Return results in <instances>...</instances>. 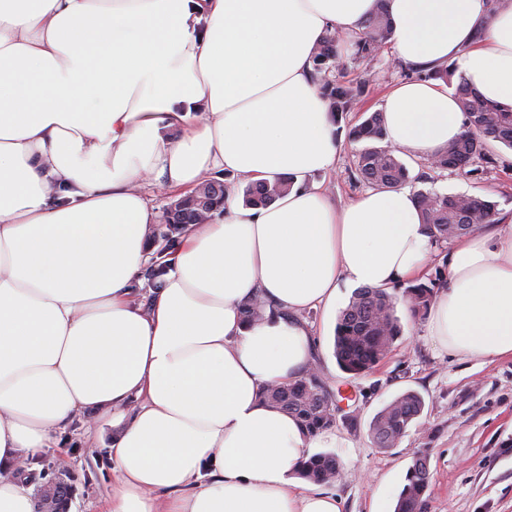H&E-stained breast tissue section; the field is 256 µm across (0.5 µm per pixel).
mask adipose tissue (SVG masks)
I'll list each match as a JSON object with an SVG mask.
<instances>
[{"instance_id": "ef3b65f1", "label": "adipose tissue", "mask_w": 512, "mask_h": 512, "mask_svg": "<svg viewBox=\"0 0 512 512\" xmlns=\"http://www.w3.org/2000/svg\"><path fill=\"white\" fill-rule=\"evenodd\" d=\"M375 0H0V467L111 415L105 512H342L298 471L309 434L261 403L315 350L300 312L340 282L419 276L429 238L409 188L336 208L310 177L340 145L313 80L327 35ZM406 64L456 66L512 108V10L490 0H385ZM386 138L436 156L463 130L434 79L393 87ZM229 173L291 180L268 206L234 190L189 225L148 306L134 299L157 214L144 187ZM428 332L451 356L512 357V217L457 239ZM262 296L272 312L246 324Z\"/></svg>"}]
</instances>
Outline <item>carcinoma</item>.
<instances>
[{
  "label": "carcinoma",
  "mask_w": 512,
  "mask_h": 512,
  "mask_svg": "<svg viewBox=\"0 0 512 512\" xmlns=\"http://www.w3.org/2000/svg\"><path fill=\"white\" fill-rule=\"evenodd\" d=\"M363 36L357 44V53L369 56L389 43L391 26L382 7H377L363 22ZM338 40L328 35L315 49L313 67L322 75L340 65ZM431 76L446 82L458 77L455 96L460 110L465 114V129L456 139L448 142L445 150L430 160L438 170H464L475 161L493 162L489 149L500 143L512 149V109L487 101L474 89L464 75H456L452 68L431 71ZM327 111L336 118L350 109L362 93V87L337 83L326 79L322 85ZM352 140L365 143L356 155V169L361 179L377 188L391 189L405 183L408 169L400 161L395 149L384 143L386 139L383 115L373 112L349 133ZM206 192L195 196L186 193L181 197V211L164 208L163 220L150 227V259L143 268V278L150 288L160 286L168 270L167 259L176 250L189 216L200 206L213 215L220 206L228 188L226 180L210 178L201 183ZM290 188V181L277 178L272 182L255 183L246 195L245 202L268 205L279 199ZM422 224L431 246L442 252L448 244L475 231L485 224L497 222L498 204L489 198L457 194L420 191L415 195ZM446 284L445 274L438 270L425 281L415 280L402 294L397 289L361 287L355 289L348 305L339 315L334 340L337 365L352 378L371 371L391 350L401 336L402 326L396 314L397 302L405 304L412 316L425 314L434 302L438 290ZM267 303L256 296L242 306L243 319L250 324L261 320ZM262 401L275 409L287 412L313 434L336 423L337 405L312 368L299 379L287 385H274L262 389ZM422 397L414 392H404L386 404L373 418L371 437L379 448H391L417 422L423 410ZM336 456L317 453L302 464L301 475L308 481L322 484L331 481L337 473ZM429 486V469L423 458L414 460L395 508V512H427L425 497Z\"/></svg>",
  "instance_id": "obj_1"
}]
</instances>
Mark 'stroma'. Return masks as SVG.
Instances as JSON below:
<instances>
[{
  "label": "stroma",
  "mask_w": 512,
  "mask_h": 512,
  "mask_svg": "<svg viewBox=\"0 0 512 512\" xmlns=\"http://www.w3.org/2000/svg\"><path fill=\"white\" fill-rule=\"evenodd\" d=\"M343 65L332 72L336 82L364 85L363 94L339 119L335 135L340 144L334 171L316 174L337 205L367 191L356 171L358 146L350 130L379 111L386 93L420 73L385 46L363 60L352 40L339 42ZM495 165L475 162L474 173L439 171L428 161L400 152L409 171L412 191H436L487 196L503 214L512 213V149L493 145ZM353 293L340 285L330 310L302 312L301 318L318 340L312 366L330 390L338 391L335 454L336 477L327 485L342 501V512H371L374 501L396 504L414 459L429 465L428 512H512V358L489 361L440 353L427 334L426 322L411 319L405 308L397 314L403 334L392 351L370 372L349 378L333 352L340 311ZM417 392L424 401L415 425L394 447H377L370 435L375 415L397 395ZM115 430L111 418L97 421L92 431L74 425L63 447L41 457L45 468H64L74 477L72 512H101L112 484L109 449Z\"/></svg>",
  "instance_id": "obj_1"
}]
</instances>
